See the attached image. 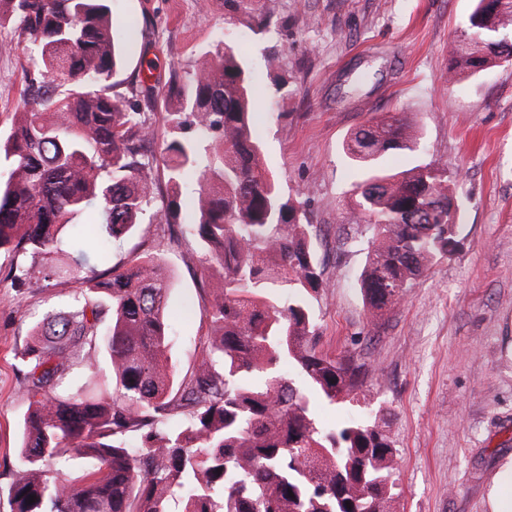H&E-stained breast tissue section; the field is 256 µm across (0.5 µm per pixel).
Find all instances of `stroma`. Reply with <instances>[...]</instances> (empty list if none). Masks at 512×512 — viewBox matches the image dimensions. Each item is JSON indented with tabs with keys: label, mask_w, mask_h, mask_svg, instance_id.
I'll list each match as a JSON object with an SVG mask.
<instances>
[{
	"label": "stroma",
	"mask_w": 512,
	"mask_h": 512,
	"mask_svg": "<svg viewBox=\"0 0 512 512\" xmlns=\"http://www.w3.org/2000/svg\"><path fill=\"white\" fill-rule=\"evenodd\" d=\"M473 0H114L123 63L112 93L131 98L145 73L163 93L169 66L188 75L217 39L253 64L255 120L265 158L284 194L302 203L325 288L314 302L320 345L366 364L359 405L319 401L324 424L359 412L383 416L400 453L396 512H492L490 494L512 464V62L447 83L450 47ZM35 65L25 45L0 43V136ZM407 115L416 157L450 175L461 207L459 249L411 288L406 301L372 318L357 286L365 264L361 225L346 213L358 173L343 152L367 120ZM144 150L153 159L157 217L115 244L113 261L158 253L174 288L171 356L191 368L210 331L205 308L217 281L200 275L188 234L189 193L176 217L158 159L186 137L165 113L147 110ZM16 291L0 282V512H9L20 420L15 352L31 324L74 292Z\"/></svg>",
	"instance_id": "1"
}]
</instances>
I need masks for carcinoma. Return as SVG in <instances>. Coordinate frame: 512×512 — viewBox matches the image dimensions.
Returning a JSON list of instances; mask_svg holds the SVG:
<instances>
[{
    "instance_id": "cac0c4a2",
    "label": "carcinoma",
    "mask_w": 512,
    "mask_h": 512,
    "mask_svg": "<svg viewBox=\"0 0 512 512\" xmlns=\"http://www.w3.org/2000/svg\"><path fill=\"white\" fill-rule=\"evenodd\" d=\"M9 23L40 68L0 141L5 279L77 283L17 354L28 410L10 512H395L399 450L382 419L327 427L310 407L354 401L362 365L319 345L311 225L263 161L244 58L221 40L192 76L173 67L166 81L165 106L179 104L171 121L196 132L161 148L171 205L192 187L202 273L222 276L206 308L211 337L184 371L170 355L162 258L112 263L154 190L145 119L112 96V7L0 0V28ZM460 35L450 84L512 59V0H476ZM344 150L362 172L348 214L369 233L359 288L381 317L457 250L455 196L428 164L384 165L392 150H415L401 113L371 119Z\"/></svg>"
}]
</instances>
